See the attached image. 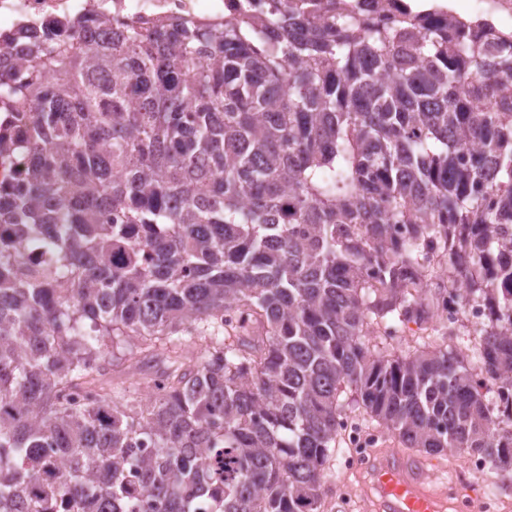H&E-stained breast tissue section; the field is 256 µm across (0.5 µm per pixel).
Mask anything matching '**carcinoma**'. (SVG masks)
<instances>
[{"mask_svg": "<svg viewBox=\"0 0 512 512\" xmlns=\"http://www.w3.org/2000/svg\"><path fill=\"white\" fill-rule=\"evenodd\" d=\"M331 3L106 47L55 22L0 70V512H320L348 388L512 471L463 355L366 340L487 302L512 405V51Z\"/></svg>", "mask_w": 512, "mask_h": 512, "instance_id": "obj_1", "label": "carcinoma"}]
</instances>
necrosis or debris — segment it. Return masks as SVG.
Segmentation results:
<instances>
[{
    "label": "necrosis or debris",
    "mask_w": 512,
    "mask_h": 512,
    "mask_svg": "<svg viewBox=\"0 0 512 512\" xmlns=\"http://www.w3.org/2000/svg\"><path fill=\"white\" fill-rule=\"evenodd\" d=\"M282 0H0V69L14 66L12 48H25L50 20L83 18L100 26H145L176 19L193 29H220L226 20L263 15Z\"/></svg>",
    "instance_id": "obj_1"
}]
</instances>
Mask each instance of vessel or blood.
I'll return each instance as SVG.
<instances>
[{"mask_svg": "<svg viewBox=\"0 0 512 512\" xmlns=\"http://www.w3.org/2000/svg\"><path fill=\"white\" fill-rule=\"evenodd\" d=\"M364 469L374 512H446V492L436 486L425 460L379 451L366 458Z\"/></svg>", "mask_w": 512, "mask_h": 512, "instance_id": "1", "label": "vessel or blood"}]
</instances>
